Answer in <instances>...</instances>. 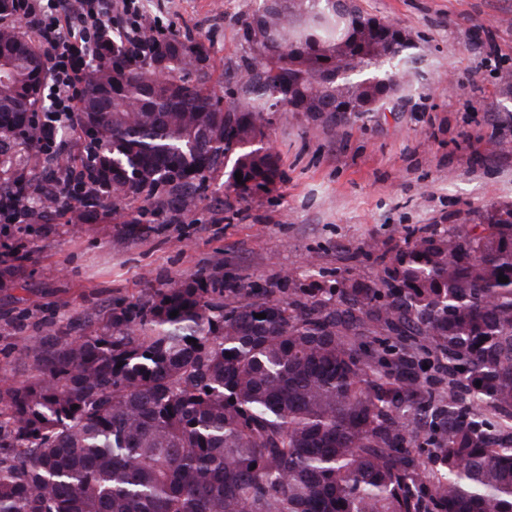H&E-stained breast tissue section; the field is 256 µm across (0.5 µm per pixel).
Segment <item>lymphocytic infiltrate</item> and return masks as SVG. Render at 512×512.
<instances>
[{
  "mask_svg": "<svg viewBox=\"0 0 512 512\" xmlns=\"http://www.w3.org/2000/svg\"><path fill=\"white\" fill-rule=\"evenodd\" d=\"M116 6L126 15L123 32L137 44L140 56L154 52L160 39L151 34L138 0H23L26 26L54 50L45 107L47 124H69L78 112L85 68L93 57L95 42L112 26Z\"/></svg>",
  "mask_w": 512,
  "mask_h": 512,
  "instance_id": "1",
  "label": "lymphocytic infiltrate"
}]
</instances>
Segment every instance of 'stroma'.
<instances>
[{"label": "stroma", "instance_id": "1", "mask_svg": "<svg viewBox=\"0 0 512 512\" xmlns=\"http://www.w3.org/2000/svg\"><path fill=\"white\" fill-rule=\"evenodd\" d=\"M259 0H140L169 34L204 41L212 83L249 55L242 22ZM412 40L402 91L386 112L330 129L312 112H273L263 146L281 179L241 197L214 173L188 213L143 211L138 224L69 215L0 227V253L29 255L21 286H0V385L33 378L13 352L37 336L102 332L119 302H144L177 275L223 267L228 283L284 279L328 287L381 275L424 235H446L512 205V0H359Z\"/></svg>", "mask_w": 512, "mask_h": 512}]
</instances>
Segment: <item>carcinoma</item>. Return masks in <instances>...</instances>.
Returning <instances> with one entry per match:
<instances>
[{
	"label": "carcinoma",
	"mask_w": 512,
	"mask_h": 512,
	"mask_svg": "<svg viewBox=\"0 0 512 512\" xmlns=\"http://www.w3.org/2000/svg\"><path fill=\"white\" fill-rule=\"evenodd\" d=\"M15 13L0 0V211L27 225L139 224V198L190 212L237 148L227 186L265 190L277 164L248 145L268 112H378L413 48L336 0H261L224 103L203 43L140 59L106 36L51 153L50 49ZM16 358L38 374L0 387V512H512V207L415 239L377 280L227 287L215 267Z\"/></svg>",
	"instance_id": "carcinoma-1"
}]
</instances>
